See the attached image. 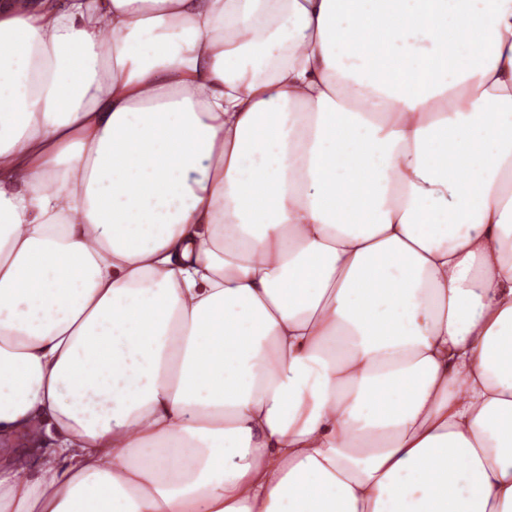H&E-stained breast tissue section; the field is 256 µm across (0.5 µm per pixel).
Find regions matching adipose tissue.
Masks as SVG:
<instances>
[{"mask_svg": "<svg viewBox=\"0 0 512 512\" xmlns=\"http://www.w3.org/2000/svg\"><path fill=\"white\" fill-rule=\"evenodd\" d=\"M20 435L0 512H512V0H0Z\"/></svg>", "mask_w": 512, "mask_h": 512, "instance_id": "1", "label": "adipose tissue"}]
</instances>
